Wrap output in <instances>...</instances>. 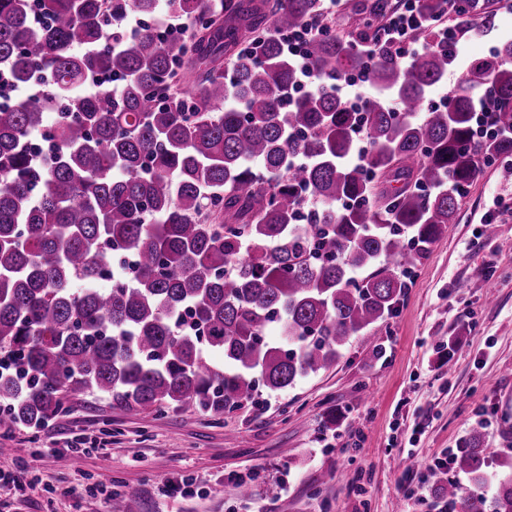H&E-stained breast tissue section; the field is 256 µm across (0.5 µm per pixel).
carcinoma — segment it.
<instances>
[{"instance_id":"carcinoma-1","label":"carcinoma","mask_w":512,"mask_h":512,"mask_svg":"<svg viewBox=\"0 0 512 512\" xmlns=\"http://www.w3.org/2000/svg\"><path fill=\"white\" fill-rule=\"evenodd\" d=\"M388 0L368 7L373 44ZM320 0H0V74L40 81L0 107V422L37 429L70 392L150 414L219 413L258 388L292 387L372 335L411 270L453 223L484 166L512 157V40L472 60L443 106L435 32L409 65L376 47L377 91L357 116L332 83L363 63L346 37L305 48L279 33ZM191 21L163 37L118 21L160 10ZM231 71L217 66L224 56ZM398 102L393 110L385 102ZM54 140L37 157L28 141ZM368 142L351 162L356 135ZM307 189L320 206H308ZM131 249L130 284L111 270ZM279 324L283 342L266 337ZM222 356V362L211 355ZM431 473L458 512H512V457L473 431Z\"/></svg>"}]
</instances>
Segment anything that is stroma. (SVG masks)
<instances>
[{
  "label": "stroma",
  "mask_w": 512,
  "mask_h": 512,
  "mask_svg": "<svg viewBox=\"0 0 512 512\" xmlns=\"http://www.w3.org/2000/svg\"><path fill=\"white\" fill-rule=\"evenodd\" d=\"M472 23L478 37L463 43L426 106L440 104L471 60L512 39V12L499 0H484ZM488 223L495 238L477 236ZM379 335L383 354L356 337L328 370L219 415H146L87 391L68 394L39 447L80 433L107 448L64 463L44 456L42 489L13 512H105L102 495L58 496L77 481L120 498L134 493L130 512H434L432 496L403 490L427 479L430 461L475 430L485 447L512 448V177L501 164L484 167L468 189ZM409 458L418 469L406 470ZM183 475L198 478L202 492L158 495ZM243 477L252 487L245 500ZM271 484L286 493L268 497Z\"/></svg>",
  "instance_id": "35a3bbf8"
}]
</instances>
